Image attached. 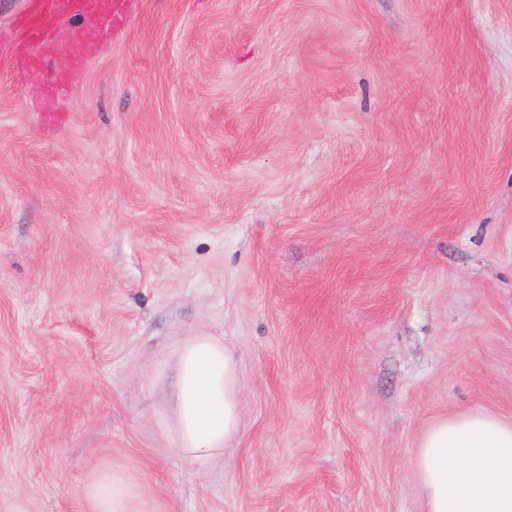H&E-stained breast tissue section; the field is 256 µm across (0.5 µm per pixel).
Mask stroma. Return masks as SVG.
Wrapping results in <instances>:
<instances>
[{
	"label": "stroma",
	"instance_id": "1",
	"mask_svg": "<svg viewBox=\"0 0 512 512\" xmlns=\"http://www.w3.org/2000/svg\"><path fill=\"white\" fill-rule=\"evenodd\" d=\"M0 0V512H425L412 464L512 423V0H128L25 81ZM239 366L179 455L174 343ZM94 512H154L147 507L141 483L122 470L100 476L85 490Z\"/></svg>",
	"mask_w": 512,
	"mask_h": 512
}]
</instances>
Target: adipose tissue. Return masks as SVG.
I'll list each match as a JSON object with an SVG mask.
<instances>
[{"label":"adipose tissue","instance_id":"adipose-tissue-1","mask_svg":"<svg viewBox=\"0 0 512 512\" xmlns=\"http://www.w3.org/2000/svg\"><path fill=\"white\" fill-rule=\"evenodd\" d=\"M174 420L180 453L204 463L223 453L239 431L238 367L211 336L175 348ZM426 512H512V424L488 413L434 423L413 456ZM94 512H144L141 483L122 470L85 491Z\"/></svg>","mask_w":512,"mask_h":512}]
</instances>
